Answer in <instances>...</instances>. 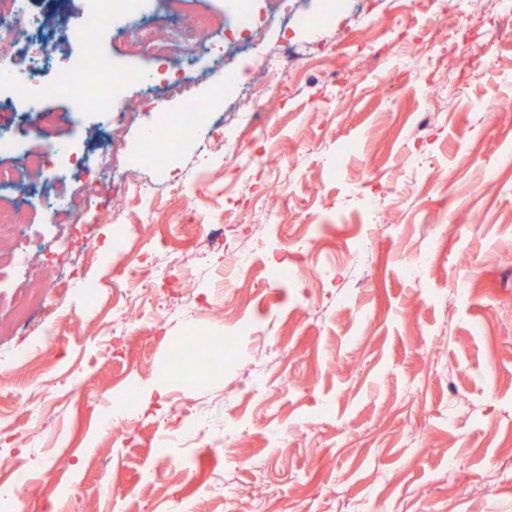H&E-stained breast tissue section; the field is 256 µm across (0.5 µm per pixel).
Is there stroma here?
Wrapping results in <instances>:
<instances>
[{"label":"stroma","instance_id":"35a3bbf8","mask_svg":"<svg viewBox=\"0 0 512 512\" xmlns=\"http://www.w3.org/2000/svg\"><path fill=\"white\" fill-rule=\"evenodd\" d=\"M247 7L267 29L244 66L290 42L318 62L266 111L229 102L215 114L240 151L210 155L206 131L170 169L137 167L161 190L153 219L135 203L127 223L90 218L95 247L64 261L110 283L149 280L167 316L122 321L73 284L40 299L53 335L16 333L35 273L20 257L62 233L34 215L59 170L46 161L0 192L27 224L0 249V416L14 426L0 454L35 478L12 512H512V123L492 112L512 98V38L497 0H480L475 21L463 0H355L366 33L347 16L296 33L272 0ZM122 46L113 32L98 43L122 69H154L152 97L177 110L166 66ZM202 56L187 79L205 99L230 54L219 42ZM47 108L77 154L109 148L96 113L63 98ZM33 120L0 112L19 131L1 163L44 156ZM176 179L250 255L247 271L221 250L194 261L200 234L172 224L178 202L164 192ZM278 179L279 210L258 207L260 185ZM244 324L250 336L225 346ZM191 337L223 354V370L173 364ZM246 373L257 384L242 385ZM153 381L163 403L112 440L97 423L105 401ZM186 422L194 435L174 436Z\"/></svg>","mask_w":512,"mask_h":512}]
</instances>
